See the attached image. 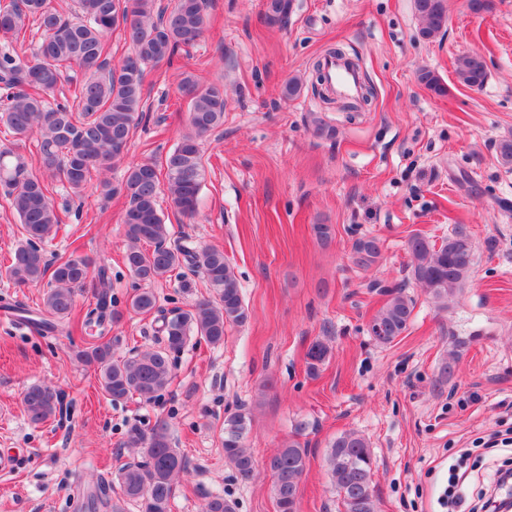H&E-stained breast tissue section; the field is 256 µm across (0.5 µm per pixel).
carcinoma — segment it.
<instances>
[{"mask_svg":"<svg viewBox=\"0 0 512 512\" xmlns=\"http://www.w3.org/2000/svg\"><path fill=\"white\" fill-rule=\"evenodd\" d=\"M208 7V0H180L172 9L157 0H76L75 16L66 18L52 0H0L1 37L17 42L29 28L41 30L32 55L0 52V187L22 234L6 275L18 286L49 280L38 325L53 332L70 321L77 292L87 286L93 267L87 256L72 254L54 262L46 258L44 246L61 223L52 200L54 181L80 198L96 177L99 195L127 198L123 224L131 245L124 263L142 283L129 300L133 311L159 310L151 284L181 267L202 273L214 293V299L201 300L189 310L161 315L160 345L155 349L121 358L114 356L111 342L101 341L78 353L79 360L98 374L102 390L114 403L132 395L156 400L172 378L170 354L179 351L189 336L220 346L227 326L248 320L238 278L224 251L169 247L168 227L157 206L164 177L174 211L187 218L196 214L205 179L202 141L224 123V86L204 85L194 74L182 73L179 91L188 100L190 131L161 162L146 159L129 166L120 184L114 186L103 177L118 163L120 148L129 146L134 129L144 119L142 89L148 70L172 65L180 53L189 55L203 33ZM413 7L420 37L430 39L445 28L447 0H413ZM290 13L291 0H267V23L284 25ZM117 30L133 53L114 67L109 58ZM455 73L461 83L476 89L488 77L486 62L477 53L458 57ZM28 139L34 149L26 155L19 143ZM142 243L151 250L141 249ZM407 250L411 278L426 288L439 308L447 307L448 298L465 286L474 262L469 231L458 224L440 243L415 233L407 240ZM381 258L375 237L363 236L352 244L351 261L360 269H371ZM97 278L95 307L85 312L81 325L96 327L102 335L105 324L119 320L121 314L113 308L108 268L98 267ZM385 295L386 303L368 325L369 335L383 345L408 330L413 313L404 289L389 288ZM329 354L324 341H313L307 350L308 375L318 376ZM59 402L60 391L42 384L28 386L22 396L23 410L33 423L54 416ZM249 424L243 409L224 420V458L243 482L255 473L254 460L243 445ZM308 428L306 421L295 423L288 441L265 462L278 512H297V491L309 461L300 437ZM128 444L141 449L143 460L121 468L123 498L138 502L142 512H170L176 477L186 469V460L173 448L169 423L160 420L146 433L131 431ZM327 461L345 512H376L367 440L356 432L337 436ZM235 508L233 501L215 496L203 512H235Z\"/></svg>","mask_w":512,"mask_h":512,"instance_id":"carcinoma-1","label":"carcinoma"}]
</instances>
